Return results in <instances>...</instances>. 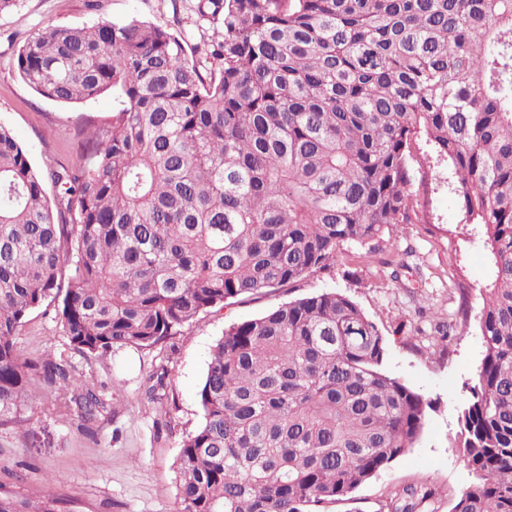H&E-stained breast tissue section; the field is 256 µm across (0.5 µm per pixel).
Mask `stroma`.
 <instances>
[{
  "mask_svg": "<svg viewBox=\"0 0 512 512\" xmlns=\"http://www.w3.org/2000/svg\"><path fill=\"white\" fill-rule=\"evenodd\" d=\"M189 5L190 0H18L13 11L0 15V125L26 149L34 170L76 161L90 129L111 121L114 99L108 93L62 104L38 95L15 68L24 40L49 24L83 27L133 17L168 26L178 17L186 23ZM411 166L419 222L399 225L368 245L344 244L330 270L212 309L157 345L84 355L70 346L53 307L31 312L16 338L21 352L35 360H64L76 388L96 390L104 406L80 425L75 410L59 406L57 388L35 378V403L0 423V489L35 502L53 490L60 512H179L177 457L200 422L197 391L225 327L333 290L356 302L385 336L384 370L431 407L415 448L330 512H378L390 491L421 478L440 490L439 512H449L473 482L457 443L458 417L482 359L479 290L492 266L476 226L461 221L447 161L425 144ZM447 319L454 320L457 336L441 345L431 328ZM50 475L58 478L51 488Z\"/></svg>",
  "mask_w": 512,
  "mask_h": 512,
  "instance_id": "obj_1",
  "label": "stroma"
}]
</instances>
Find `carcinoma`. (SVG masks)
<instances>
[{"mask_svg": "<svg viewBox=\"0 0 512 512\" xmlns=\"http://www.w3.org/2000/svg\"><path fill=\"white\" fill-rule=\"evenodd\" d=\"M199 38L133 18L48 25L18 49L39 95L112 93L81 162L38 173L0 125V421L29 390L16 336L48 303L77 351L152 346L184 323L326 270L346 242L419 220L426 138L457 176L493 279L459 417L475 477L450 512H512V0H195ZM50 179L54 200L44 191ZM349 297L321 291L233 323L211 349L180 512H328L419 441L421 394ZM42 377L74 385L48 359ZM82 421L93 391L62 397ZM429 480L379 512H428ZM0 512H59L0 492Z\"/></svg>", "mask_w": 512, "mask_h": 512, "instance_id": "cac0c4a2", "label": "carcinoma"}]
</instances>
